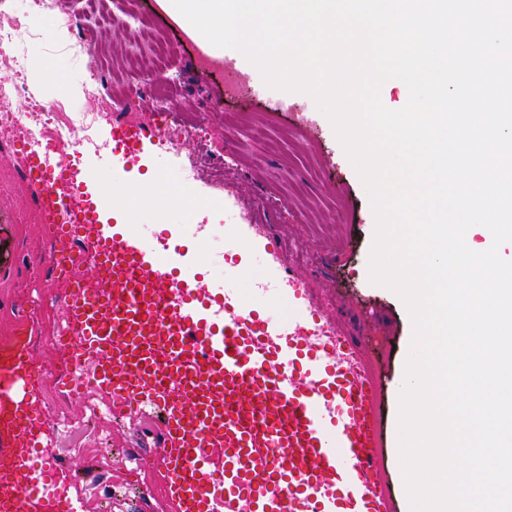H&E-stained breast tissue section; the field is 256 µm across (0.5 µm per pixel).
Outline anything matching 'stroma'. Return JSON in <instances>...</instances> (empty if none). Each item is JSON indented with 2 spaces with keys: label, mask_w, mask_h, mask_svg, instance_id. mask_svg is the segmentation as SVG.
Returning <instances> with one entry per match:
<instances>
[{
  "label": "stroma",
  "mask_w": 512,
  "mask_h": 512,
  "mask_svg": "<svg viewBox=\"0 0 512 512\" xmlns=\"http://www.w3.org/2000/svg\"><path fill=\"white\" fill-rule=\"evenodd\" d=\"M106 6L115 22L96 36L100 76L105 88L124 97L131 80L127 50L135 33L125 23L126 0H106ZM137 8L153 15L159 32L178 46L169 74L183 108L168 114L164 126L192 125L201 131L180 143V151L201 157L205 172L222 177L236 193L239 209L275 234L325 316L361 319L382 398L376 465L385 477L390 512H409L395 439L396 387L411 345L412 319L392 291L369 281L375 217L367 190L309 96L273 89L253 96L261 75L241 63L233 49L225 50L224 61L242 83L236 95H225L223 74L201 65L199 39L175 27L158 0H139ZM29 24L42 33L24 45L31 93L44 103L64 105L69 113L97 111L96 100L82 94L87 80L83 61L68 46L57 20L45 14L30 18ZM255 126L266 128V139L250 137ZM21 148L18 142L0 144V356L24 346L43 367L57 356L65 286L36 260L48 252L57 231L43 220L15 158ZM112 167L111 151L84 154L80 190L102 206L117 231L128 229L154 240L174 226L194 223L193 211L174 198L182 177L167 156L146 150L140 165L120 171L108 191L88 177L89 171ZM182 243L202 280L220 276L223 225H212L201 240L184 236ZM246 261V272L227 283L239 306L261 315L275 313L294 325L305 323L309 313L291 289H262V282L273 276L271 256L256 250ZM24 302L35 311L22 319L18 308ZM109 402L105 393L89 388L68 403L70 418L96 434L98 447L80 449V436L64 437L50 428L32 452L34 461L52 465L56 484L67 487L76 512H176L162 463H134L135 456L147 452L150 431L160 427L159 413L143 403L130 411L92 416V407Z\"/></svg>",
  "instance_id": "obj_1"
}]
</instances>
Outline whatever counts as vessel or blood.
Wrapping results in <instances>:
<instances>
[{
    "mask_svg": "<svg viewBox=\"0 0 512 512\" xmlns=\"http://www.w3.org/2000/svg\"><path fill=\"white\" fill-rule=\"evenodd\" d=\"M45 205L60 206L57 181L33 165ZM88 251L97 257L94 287L69 294L63 307L79 338L77 356L96 367L88 384L125 406L160 405L156 453L177 512H389L371 480L379 446L375 371L353 330L331 331L319 306L289 326L241 310L232 295L214 298L200 279L174 274L171 261L120 234L99 210L89 212ZM279 257L276 237L255 224L224 237L240 273L248 249ZM45 423L20 408L7 422L8 474L31 512H73L47 496L20 451L37 447ZM224 451L222 470L210 449Z\"/></svg>",
    "mask_w": 512,
    "mask_h": 512,
    "instance_id": "b4317fda",
    "label": "vessel or blood"
}]
</instances>
